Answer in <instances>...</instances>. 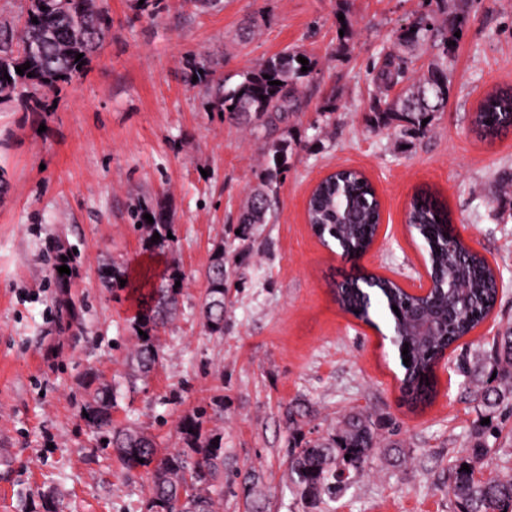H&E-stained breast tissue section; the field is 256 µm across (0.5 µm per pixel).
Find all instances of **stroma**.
I'll return each instance as SVG.
<instances>
[{"mask_svg":"<svg viewBox=\"0 0 512 512\" xmlns=\"http://www.w3.org/2000/svg\"><path fill=\"white\" fill-rule=\"evenodd\" d=\"M107 6L110 33L54 105L35 112L17 99L0 103V512H44L46 493L58 512H146L147 480L121 471L81 416L91 372L114 387V422L166 448L178 442L182 415L206 409V428L224 434L217 512H313L288 477L292 405L306 412L305 437L363 411L379 420L382 441L400 444L328 502L329 512H454L448 464L471 447L481 420L500 428V454H512V416L489 409L456 368L461 356L489 354L512 327V195L491 194L493 181L512 173V131L485 139L472 125L487 92L512 86V0H471L448 108L430 131L405 138L372 128L368 72L428 0ZM290 47L315 66L297 92L302 111L274 133L290 148L273 218L255 225L252 253L239 265L227 229L261 182L265 133L219 115L209 86L192 80V63L208 58L216 78L235 84ZM342 168L362 171L380 199L382 221L363 261L369 272L406 288L423 274L425 252L405 213L426 190L501 276L495 309L449 350L429 405L404 402L390 346L338 304L337 286L356 270L306 220L313 188ZM136 195L165 200L186 286L179 315L159 334L161 361L134 383L125 358L137 296L101 272L112 262L136 275L164 268L130 225ZM61 238L73 251L71 296L82 308L81 326L69 329L57 322ZM218 244L235 287L224 333L211 336L202 304Z\"/></svg>","mask_w":512,"mask_h":512,"instance_id":"35a3bbf8","label":"stroma"}]
</instances>
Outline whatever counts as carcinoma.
I'll use <instances>...</instances> for the list:
<instances>
[{
    "label": "carcinoma",
    "mask_w": 512,
    "mask_h": 512,
    "mask_svg": "<svg viewBox=\"0 0 512 512\" xmlns=\"http://www.w3.org/2000/svg\"><path fill=\"white\" fill-rule=\"evenodd\" d=\"M456 11H442L445 21L438 22L430 11L410 25L397 30L393 46L373 62L370 81L385 95L404 84L402 92L390 102L375 98L371 112L376 127L393 126L403 136L423 133L436 116L448 106L450 64L455 59L458 41L454 33L461 29ZM38 23H33L32 19ZM112 28L109 11L96 0H25L18 20L0 19V102L14 97L36 107L63 83L83 75L91 55ZM437 49L435 60L419 76L416 52L427 44ZM83 54L76 61V54ZM308 60V70L301 71L299 57ZM30 64L25 74L16 67ZM313 61L305 52L288 49L268 57L241 74L232 87L217 84L213 106L239 124L273 129L299 111L296 91L310 76ZM9 78H4V75ZM271 79H265V76ZM275 84H269V81ZM427 123H422V120ZM475 128L493 132L512 124V90H500L488 96L473 116ZM288 142L273 140L266 144V169L262 188L248 199L238 220L240 242L237 256L245 261L251 252L253 225L268 224L272 219V201L277 184L288 171ZM282 161H277V158ZM133 228L142 232L143 249L166 255L178 246L177 230L161 202L149 203L136 197L129 206ZM153 223H147L144 214ZM307 218L324 244L334 243L344 252H363L372 242L380 220L379 202L372 186L355 171H342L325 179L312 194ZM410 233L424 242L427 265L439 285L433 304L407 294L391 279L370 275L337 291L340 306L355 318L374 324L380 317L389 326V344L400 360L401 393L411 403H430L437 394L434 374L441 350L463 338L480 325L494 310L497 291L495 270L486 257L465 248L450 252L446 237L451 232L448 210L430 193L415 195L406 214ZM160 239L153 242V234ZM59 289L58 319L68 327L80 319V311L68 297L70 276L55 274ZM180 286H175V282ZM230 273L224 262V244L216 246L207 271V289L203 306L206 332L224 335V300L230 288ZM185 276L178 265L168 263L160 274V283L140 294L139 319L133 330L136 343L129 354L139 376L145 378L159 363L161 354L157 333L177 313ZM398 311H393L392 306ZM408 349L409 364L402 363L403 349ZM458 369L477 384V392L491 408L503 406L512 412V330L498 337L493 354L474 368L467 363ZM112 387L99 384L91 400L81 406L87 413V425L107 439L105 447L113 450L121 468L128 473L142 470L151 482L147 512H214L209 494L221 457L223 440L219 433L203 429L206 411L184 414L178 423V446L159 448L155 439L112 421ZM498 438L494 426L478 428L476 441L468 455L448 466V494L454 498L457 512H512V470L504 467L492 477L478 479L476 463L497 452L488 437ZM379 442L371 417L352 412L325 436L301 439L289 455V478L300 493L312 503L332 501L354 477L378 454ZM350 458H345V455ZM468 465L470 472L461 470Z\"/></svg>",
    "instance_id": "carcinoma-1"
}]
</instances>
